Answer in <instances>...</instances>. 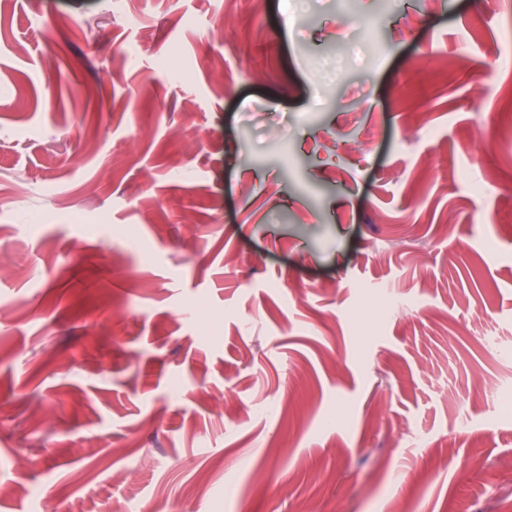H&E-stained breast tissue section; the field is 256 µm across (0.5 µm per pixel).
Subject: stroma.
<instances>
[{"label": "stroma", "mask_w": 512, "mask_h": 512, "mask_svg": "<svg viewBox=\"0 0 512 512\" xmlns=\"http://www.w3.org/2000/svg\"><path fill=\"white\" fill-rule=\"evenodd\" d=\"M510 56L512 0L0 5V512H503Z\"/></svg>", "instance_id": "35a3bbf8"}]
</instances>
